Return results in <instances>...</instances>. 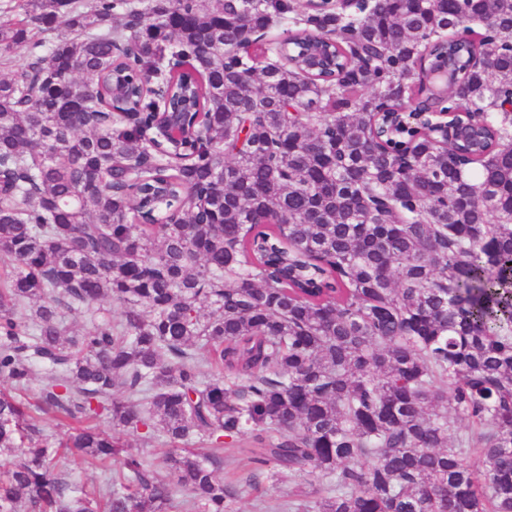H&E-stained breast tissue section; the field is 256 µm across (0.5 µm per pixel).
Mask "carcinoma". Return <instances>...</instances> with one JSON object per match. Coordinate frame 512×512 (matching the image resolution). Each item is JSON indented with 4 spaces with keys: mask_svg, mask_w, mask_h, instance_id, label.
I'll return each mask as SVG.
<instances>
[{
    "mask_svg": "<svg viewBox=\"0 0 512 512\" xmlns=\"http://www.w3.org/2000/svg\"><path fill=\"white\" fill-rule=\"evenodd\" d=\"M18 7L0 23V57L30 47L0 76V512H172L175 486L236 512L216 472L247 437L257 472L311 478L288 512H512V0ZM443 55L440 111L500 105L462 147L386 123L434 94ZM153 82L192 100L180 154L159 149ZM74 455L119 469L89 490Z\"/></svg>",
    "mask_w": 512,
    "mask_h": 512,
    "instance_id": "obj_1",
    "label": "carcinoma"
}]
</instances>
